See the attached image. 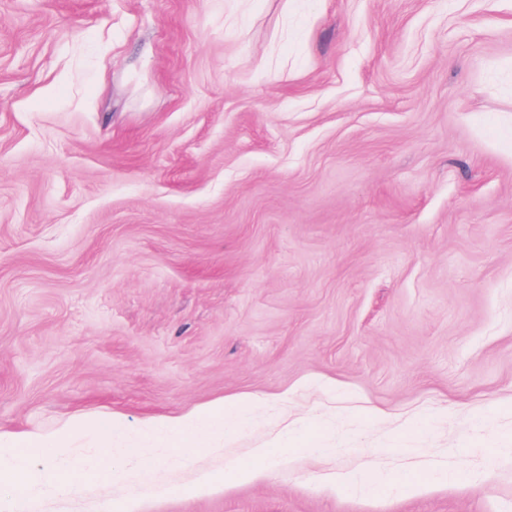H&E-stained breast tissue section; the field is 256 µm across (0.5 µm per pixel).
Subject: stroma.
Returning <instances> with one entry per match:
<instances>
[{"instance_id":"stroma-1","label":"stroma","mask_w":512,"mask_h":512,"mask_svg":"<svg viewBox=\"0 0 512 512\" xmlns=\"http://www.w3.org/2000/svg\"><path fill=\"white\" fill-rule=\"evenodd\" d=\"M90 414L26 512H512V0H0V435ZM260 406L259 399L244 405L215 403L205 411L189 413L154 425L144 435L158 444H172L190 439L201 443L216 438L229 439L246 424L249 410ZM83 430L100 433L105 437V441L101 448H105L104 455L108 460H112V445L114 441V434L117 438H119L126 433L121 417L114 415L108 419H81L72 423L68 429V431L71 432ZM316 484V490H326L333 493H339L353 486L358 492L366 496L377 494L392 485L385 472L372 465L364 474H336V478L320 479ZM265 469L250 467H232L224 471V482L220 476L205 474L190 487V492L196 495L209 494L224 488L231 483H245L260 479ZM456 474L447 469H435L428 476L425 483L404 484L399 487L402 494L410 496L437 489L440 485H451L456 481Z\"/></svg>"}]
</instances>
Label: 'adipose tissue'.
I'll use <instances>...</instances> for the list:
<instances>
[{
    "label": "adipose tissue",
    "instance_id": "1",
    "mask_svg": "<svg viewBox=\"0 0 512 512\" xmlns=\"http://www.w3.org/2000/svg\"><path fill=\"white\" fill-rule=\"evenodd\" d=\"M260 400L247 404L217 403L211 408L189 413L150 427L146 436L159 444H172L185 440L198 442L218 438L229 439L245 425L249 410L259 408ZM65 440L64 435L25 440L0 441V481L14 478L28 472L29 462L35 457H44L56 452ZM391 481L385 472L377 467H369L361 475L340 474L336 478L321 479L318 489L338 493L348 487L367 496L377 494L390 487Z\"/></svg>",
    "mask_w": 512,
    "mask_h": 512
}]
</instances>
